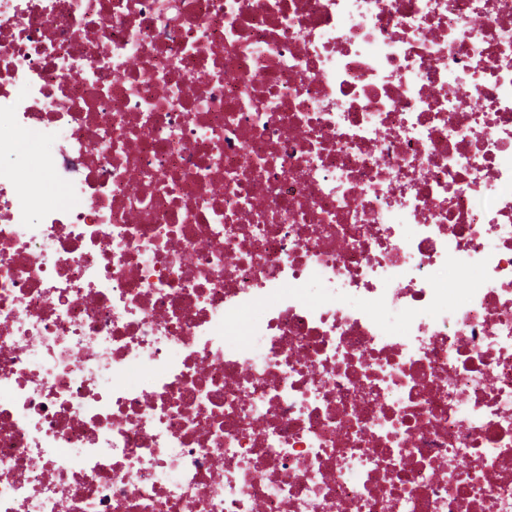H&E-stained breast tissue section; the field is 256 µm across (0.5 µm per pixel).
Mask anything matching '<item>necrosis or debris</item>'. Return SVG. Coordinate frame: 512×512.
<instances>
[{
  "label": "necrosis or debris",
  "mask_w": 512,
  "mask_h": 512,
  "mask_svg": "<svg viewBox=\"0 0 512 512\" xmlns=\"http://www.w3.org/2000/svg\"><path fill=\"white\" fill-rule=\"evenodd\" d=\"M2 103L0 512H512V0H0Z\"/></svg>",
  "instance_id": "obj_1"
}]
</instances>
